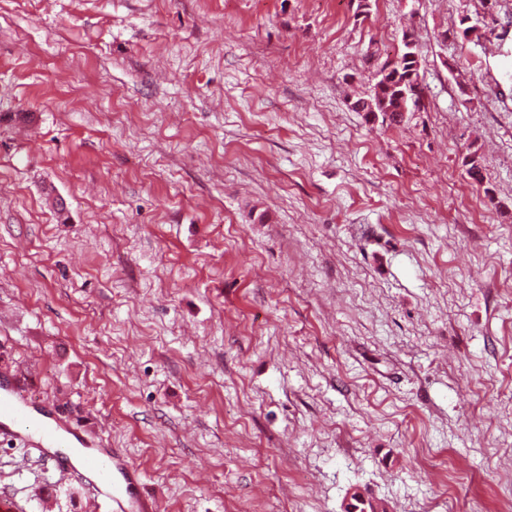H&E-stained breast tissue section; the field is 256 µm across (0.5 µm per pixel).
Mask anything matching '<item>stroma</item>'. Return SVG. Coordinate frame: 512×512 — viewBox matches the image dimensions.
Segmentation results:
<instances>
[{"label":"stroma","instance_id":"1","mask_svg":"<svg viewBox=\"0 0 512 512\" xmlns=\"http://www.w3.org/2000/svg\"><path fill=\"white\" fill-rule=\"evenodd\" d=\"M356 7L0 0V360L163 512H512V0ZM53 484L0 435V497ZM403 36L405 40H402V48L397 53L398 60L392 69L381 77L379 75L383 69L377 71V80L370 93L350 102L353 111L365 112L366 116L374 117L379 112L382 123L388 122L395 126L405 120L411 105L420 108L424 98L423 85L416 84L409 77L410 67L415 63L420 64L418 43L412 34L405 33ZM408 56L416 59H408Z\"/></svg>","mask_w":512,"mask_h":512}]
</instances>
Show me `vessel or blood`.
<instances>
[{"instance_id": "vessel-or-blood-1", "label": "vessel or blood", "mask_w": 512, "mask_h": 512, "mask_svg": "<svg viewBox=\"0 0 512 512\" xmlns=\"http://www.w3.org/2000/svg\"><path fill=\"white\" fill-rule=\"evenodd\" d=\"M29 385V380L8 366H0V430L22 434L42 447L61 449V456L52 460L60 482L76 474L94 476L95 490L88 498L91 512H99L105 501L113 512H160L158 500L139 491V469L121 460L118 450L97 449L93 434L65 430L49 415H34L23 400Z\"/></svg>"}]
</instances>
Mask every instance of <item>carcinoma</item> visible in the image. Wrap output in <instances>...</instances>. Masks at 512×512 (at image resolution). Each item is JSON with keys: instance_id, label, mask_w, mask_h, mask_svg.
<instances>
[{"instance_id": "obj_1", "label": "carcinoma", "mask_w": 512, "mask_h": 512, "mask_svg": "<svg viewBox=\"0 0 512 512\" xmlns=\"http://www.w3.org/2000/svg\"><path fill=\"white\" fill-rule=\"evenodd\" d=\"M404 37L392 69L377 78L370 93L350 102L353 111L379 114L382 122L396 126L405 120L406 111L422 106L424 87L409 77L410 67L419 62L418 43L411 34Z\"/></svg>"}]
</instances>
